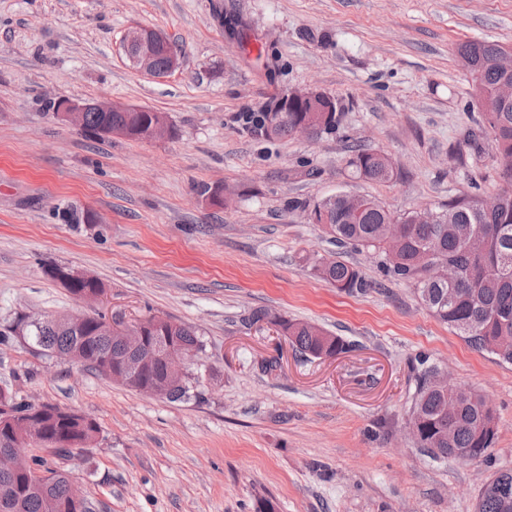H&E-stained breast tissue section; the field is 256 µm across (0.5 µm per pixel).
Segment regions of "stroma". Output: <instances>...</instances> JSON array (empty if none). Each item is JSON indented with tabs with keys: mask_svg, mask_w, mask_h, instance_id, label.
I'll list each match as a JSON object with an SVG mask.
<instances>
[{
	"mask_svg": "<svg viewBox=\"0 0 512 512\" xmlns=\"http://www.w3.org/2000/svg\"><path fill=\"white\" fill-rule=\"evenodd\" d=\"M137 25L176 41L181 68L137 71L121 49ZM471 40L512 47V0H0V330L81 311L47 273L62 266L102 282L97 312L183 322L204 344L178 402L20 336L0 344V388L98 424L97 442L63 462L92 512H256L264 498L276 512H474L484 484L512 470V365L304 211L339 192L400 215L499 190L503 165L456 53ZM312 87L339 103L335 133L255 131L266 102ZM60 98L148 107L175 133L102 139L54 118ZM357 146L389 155L396 177L357 179ZM218 185L227 205L206 194ZM68 207L100 221L64 222ZM329 256L371 288L315 276L310 258ZM259 307L351 349L303 358L274 327L243 326ZM422 357L488 399L498 432L480 460L432 458L408 433Z\"/></svg>",
	"mask_w": 512,
	"mask_h": 512,
	"instance_id": "35a3bbf8",
	"label": "stroma"
}]
</instances>
